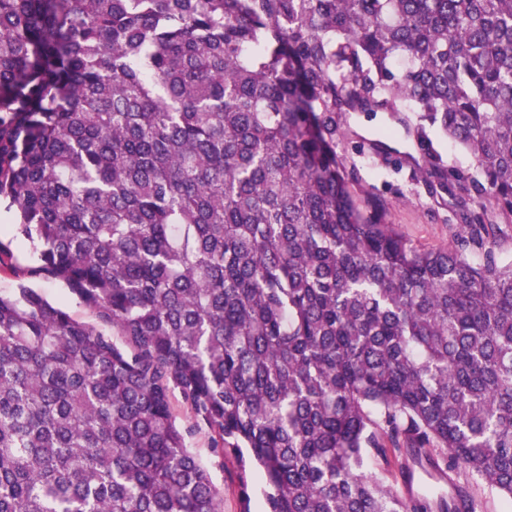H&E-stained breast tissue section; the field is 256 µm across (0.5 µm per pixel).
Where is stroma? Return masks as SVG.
Listing matches in <instances>:
<instances>
[{"label": "stroma", "mask_w": 512, "mask_h": 512, "mask_svg": "<svg viewBox=\"0 0 512 512\" xmlns=\"http://www.w3.org/2000/svg\"><path fill=\"white\" fill-rule=\"evenodd\" d=\"M411 112L401 118L389 114H353L347 118L349 136L338 147L348 163L354 164L360 204L374 200L386 206V223L396 225L413 245L445 248L455 244L461 232L458 213L461 201L454 192L427 187L415 181L412 172L423 162L414 139L404 124L414 120ZM40 260L32 244L17 234L14 222L0 226V292L11 293L17 281H25L48 300L63 306L72 317L94 323L93 312L66 284L36 274ZM173 406L179 424L189 428L188 442L221 492L222 512H267L260 474H252L249 498H242L238 464L233 453L215 457L208 428L192 416L181 398Z\"/></svg>", "instance_id": "stroma-1"}]
</instances>
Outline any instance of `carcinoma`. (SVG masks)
Listing matches in <instances>:
<instances>
[{
    "instance_id": "obj_1",
    "label": "carcinoma",
    "mask_w": 512,
    "mask_h": 512,
    "mask_svg": "<svg viewBox=\"0 0 512 512\" xmlns=\"http://www.w3.org/2000/svg\"><path fill=\"white\" fill-rule=\"evenodd\" d=\"M404 105L476 204L450 248L336 153ZM2 202L112 333L0 293V512H221L176 393L267 512H430L364 472L391 448L469 486L440 512L512 500V0H0ZM430 137L432 138L433 148L442 155L443 159L447 161L448 164L463 168L470 166V158L458 146H455L448 141V139L439 134L431 133ZM488 218L496 224H499L503 232L500 247L497 251L500 252L502 257H512V215L502 214L497 210L489 208Z\"/></svg>"
}]
</instances>
